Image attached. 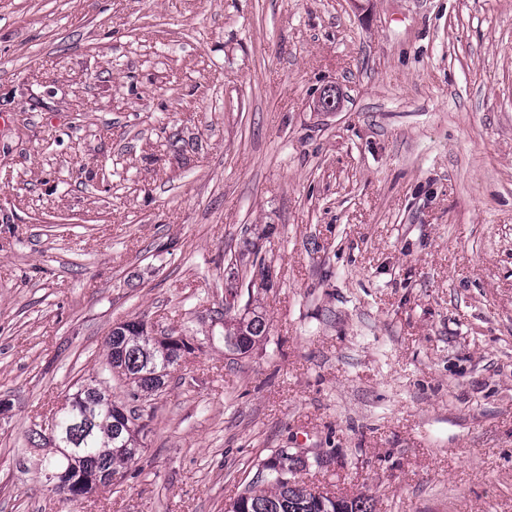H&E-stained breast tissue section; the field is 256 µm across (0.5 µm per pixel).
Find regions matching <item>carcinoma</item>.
<instances>
[{
	"mask_svg": "<svg viewBox=\"0 0 512 512\" xmlns=\"http://www.w3.org/2000/svg\"><path fill=\"white\" fill-rule=\"evenodd\" d=\"M268 332L266 319L258 314L237 320L224 308V346L239 355L248 353ZM146 323L129 321L110 333L105 371L124 379L137 400L147 386L161 385L167 369L176 364L172 356H164L147 341ZM142 414L135 408L124 409L109 401L96 387H80L72 394L58 424V440L65 452L39 461L40 472L57 474L59 490L77 499L100 486H110L113 476H126L128 468L140 452ZM270 479L260 477L257 485L239 495L228 512H374L372 499L357 495L335 503L321 502L297 482H289L293 468L288 466V453L279 450L263 464Z\"/></svg>",
	"mask_w": 512,
	"mask_h": 512,
	"instance_id": "cac0c4a2",
	"label": "carcinoma"
}]
</instances>
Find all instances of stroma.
<instances>
[{"mask_svg": "<svg viewBox=\"0 0 512 512\" xmlns=\"http://www.w3.org/2000/svg\"><path fill=\"white\" fill-rule=\"evenodd\" d=\"M2 112L0 512H224L279 448L512 512V0H0ZM130 320L192 349L73 499L34 433ZM268 332L266 319L253 312L252 316L237 320V314L226 306L224 296V346L239 355L248 353Z\"/></svg>", "mask_w": 512, "mask_h": 512, "instance_id": "35a3bbf8", "label": "stroma"}]
</instances>
